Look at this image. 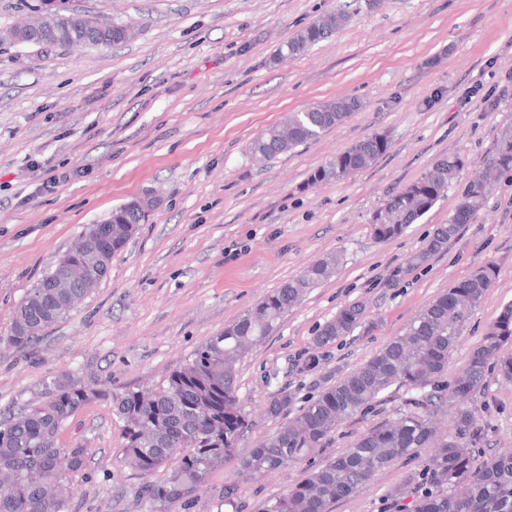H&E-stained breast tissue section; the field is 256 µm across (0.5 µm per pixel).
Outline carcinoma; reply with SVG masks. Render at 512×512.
Here are the masks:
<instances>
[{"label":"carcinoma","instance_id":"1","mask_svg":"<svg viewBox=\"0 0 512 512\" xmlns=\"http://www.w3.org/2000/svg\"><path fill=\"white\" fill-rule=\"evenodd\" d=\"M352 21L348 11L331 12L301 28L278 50L286 59L308 51ZM57 36L45 33L27 37L25 45L38 54L52 48L84 45L90 40L101 47L128 41L126 25L96 34L70 15L54 20ZM362 106L356 98H339L301 112H293L283 127H272L252 142V152L263 157L286 153L319 138ZM384 134L367 137L331 158L311 177V183L342 179L366 169L386 151ZM465 163L461 156L438 160L423 174L390 196L373 213L375 237L383 242L397 237L427 214L459 179ZM490 170H512V139L505 138L487 163ZM487 182L472 180L462 191L448 223L439 224L410 263L423 264L453 239L482 207ZM156 200L150 195L134 198L112 210V224L101 231L98 255L91 260L77 235L66 256L88 263L90 279L73 288H56L53 272L27 293L7 341L25 346L74 309L90 293L124 249L137 226L145 223ZM340 264L328 255L290 278L245 311L233 324L197 347L173 370L152 397L127 391L112 397L121 423L124 461L144 475L174 463L167 479L147 481L141 497L148 512L189 510L196 487L206 483L219 463H232L256 476L291 468L314 455L345 420L379 402L390 388L405 387L409 396L391 418L358 436L341 453L329 457L286 493L269 499L263 512H327L330 504L357 493L376 473L415 455L424 447L431 430L430 418L440 408L455 410L453 428L434 450L408 474L405 483L390 492L396 512H512V454L477 462L474 447L483 432L477 424L476 401L485 378L493 370L512 383V304L505 305L481 341L469 355L463 375L453 384L444 381L448 360L463 329L484 302L497 276V267L486 263L457 282L418 313L401 336L386 344L352 372L325 387L317 398L298 410L272 436L242 450L239 444L249 421L238 396L237 365L249 346L271 335L280 320L303 295L330 278ZM362 305L354 303L327 321L317 336L326 344L346 336L361 324ZM47 401L23 408L0 428V471L12 477L10 487L0 488V512H67L64 498L49 499L42 484H59L69 474L80 473L89 449L63 450L51 446L59 428L78 409L99 394L91 384L69 380L45 383ZM293 402L286 391L273 397L267 414L288 413ZM417 496L405 501L408 487Z\"/></svg>","mask_w":512,"mask_h":512}]
</instances>
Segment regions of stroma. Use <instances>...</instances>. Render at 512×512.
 <instances>
[{"label":"stroma","instance_id":"35a3bbf8","mask_svg":"<svg viewBox=\"0 0 512 512\" xmlns=\"http://www.w3.org/2000/svg\"><path fill=\"white\" fill-rule=\"evenodd\" d=\"M138 29L130 42L60 48L38 57L0 43V422L44 402L45 382L96 383L102 397L58 430L61 448H89L69 476L68 512H144V476L122 461L112 394L148 392L211 336L319 257L336 272L284 317L238 366L251 426L241 445L272 435L274 394L302 407L404 333L433 298L495 264L498 275L466 324L448 376L502 307L512 303V171L487 186L485 203L427 264L410 265L460 186L512 137V0H76ZM350 8L351 23L308 52L276 60L279 46L318 16ZM358 98L363 106L314 141L263 160L251 153L266 128L315 103ZM382 133L386 153L340 181L309 178L336 154ZM460 155L459 186L391 240L375 239L371 217L389 194L438 159ZM61 175L45 188L48 172ZM157 206L107 274L37 344L8 336L28 289L88 225L133 197ZM362 304L349 335L318 345L336 313ZM406 389L331 434L310 461L249 478L216 468L192 512H262L269 498L305 478L402 407ZM486 456L512 450V383L490 373L477 400ZM431 447L377 475L330 512H388L389 492ZM236 484L235 506L222 503Z\"/></svg>","mask_w":512,"mask_h":512}]
</instances>
